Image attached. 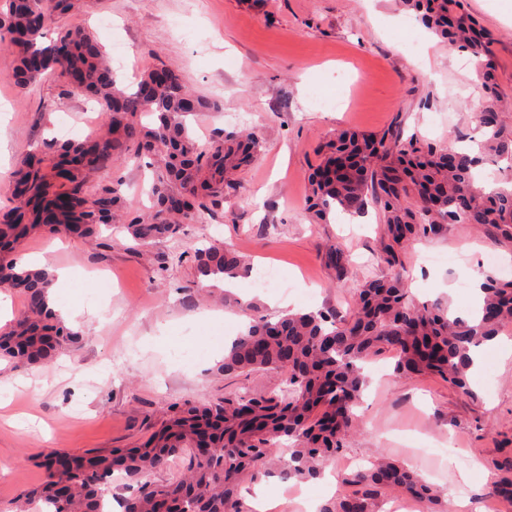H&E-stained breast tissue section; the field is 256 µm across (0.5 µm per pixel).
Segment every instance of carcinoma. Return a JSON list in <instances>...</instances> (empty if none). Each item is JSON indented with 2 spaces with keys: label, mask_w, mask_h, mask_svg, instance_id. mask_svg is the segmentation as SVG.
<instances>
[{
  "label": "carcinoma",
  "mask_w": 512,
  "mask_h": 512,
  "mask_svg": "<svg viewBox=\"0 0 512 512\" xmlns=\"http://www.w3.org/2000/svg\"><path fill=\"white\" fill-rule=\"evenodd\" d=\"M415 18L443 41L482 63L490 34L463 13L461 0H400ZM78 0H0V49L11 51L14 85L29 88L41 75L56 72L63 92L95 99L105 106L102 135L91 140L49 144L59 158L57 173L45 171L27 154L17 169V201L0 214V239L13 244L29 231H75L89 241L112 223L123 206L119 181L91 182L108 164L152 158L158 167L154 207L145 216L126 210V229L141 245L173 237L182 224L211 218L212 209L232 185V175L248 169L261 153L257 135L227 133L201 146L182 120L205 108L180 77L157 87L153 72L135 90L121 85L103 46L64 19ZM82 75L78 88L70 72ZM485 102L479 124L486 138L476 153L459 152L419 138L405 141L394 126L378 138L339 130L319 149L321 161L311 178L308 209L324 222L332 205L359 214L367 203L378 208L382 226L381 261L385 278L364 281L353 310L285 313L273 320L249 304L245 331L224 352L218 371L247 376L274 371L286 383L283 393L241 396L228 392L201 403L171 408L169 418L138 448L93 451L71 461L69 489H54L57 474L21 492L11 512H102L109 483L120 473L138 483L119 499L121 512H253L241 495L247 481L276 472L300 481L322 476L357 427L355 409L367 386L363 363L383 353L396 356L398 375L438 376L472 397L470 352L495 339L512 324V280L484 277L483 304L475 318L448 317V307L418 304L406 287V258L417 239L440 234L449 224L483 227L512 244V186L485 191L475 187L476 172L492 158L512 165V130L504 124L492 74L485 71ZM204 276L236 277L244 256L213 243L193 253ZM328 259L339 280L351 275L344 250L333 246ZM53 275L18 268L17 258L0 256V291L13 290L27 302L23 319L0 329V357L17 365L47 364L77 343L78 335L48 305ZM183 456L186 469L162 483L150 476ZM493 496L512 503V460L498 465ZM356 490L336 497L320 512H380L378 495L398 492L427 505L426 512H450L438 492L407 463L382 457L354 471Z\"/></svg>",
  "instance_id": "carcinoma-1"
}]
</instances>
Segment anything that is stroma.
I'll list each match as a JSON object with an SVG mask.
<instances>
[{
  "label": "stroma",
  "mask_w": 512,
  "mask_h": 512,
  "mask_svg": "<svg viewBox=\"0 0 512 512\" xmlns=\"http://www.w3.org/2000/svg\"><path fill=\"white\" fill-rule=\"evenodd\" d=\"M464 7L494 37L500 108L512 124V0H464ZM69 22L88 29L109 54L123 55L116 72L122 83L156 66L176 71L208 103L186 118L199 142L234 131L226 113L249 112L263 151L235 176L214 221L182 225L176 237L142 246L108 228L96 245L74 236L27 237L24 255L43 253L73 270L57 303L77 310L81 338L74 351L45 365L0 362V386H18L0 409V512L44 482L49 452L130 448L172 404L279 390L282 377L270 371L232 378L216 371L248 322L239 303L271 316L283 310L254 290L253 271L281 270L290 310L345 313L359 283L388 275L378 257L375 207L361 217L335 207L324 224L309 217L308 177L336 130L378 135L397 123L404 136L456 148L482 137L474 60L440 42L397 0H88ZM412 41L426 45L424 57L409 51ZM13 67V54L0 49L4 207L23 156L63 139L65 118L73 138L96 132L102 111L94 101L63 95L53 74L18 89ZM105 176L122 181L127 203L150 207L154 174L147 161L124 162ZM216 239L249 260L234 288L197 272L194 249ZM332 244L350 257L349 282L337 280L327 259ZM428 253L448 261L424 263ZM407 270L417 302L445 301L460 314L473 303L477 271L512 280V245L474 225L451 224L411 245ZM101 277L111 278V292L95 288ZM482 353L470 376L471 398L435 376L396 375L391 356L368 363L360 427L345 458L413 459L449 504L466 497L470 512H512L489 493L492 463L512 454V358L502 359L493 343Z\"/></svg>",
  "instance_id": "1"
}]
</instances>
